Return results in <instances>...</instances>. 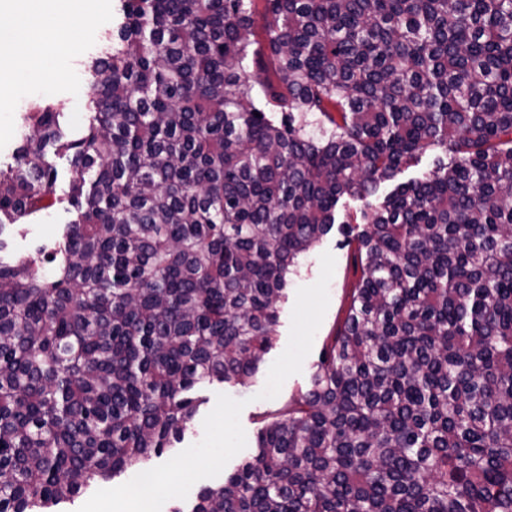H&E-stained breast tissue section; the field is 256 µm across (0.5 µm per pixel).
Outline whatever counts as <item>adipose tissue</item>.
Wrapping results in <instances>:
<instances>
[{"label": "adipose tissue", "instance_id": "ef3b65f1", "mask_svg": "<svg viewBox=\"0 0 512 512\" xmlns=\"http://www.w3.org/2000/svg\"><path fill=\"white\" fill-rule=\"evenodd\" d=\"M58 0H0V15L31 14L38 23L37 35L26 40L0 30V103L8 104L19 88L16 62L19 54H26L33 64L32 72L38 78L55 73V66L45 59L42 49L50 45L51 34L57 26L56 4Z\"/></svg>", "mask_w": 512, "mask_h": 512}]
</instances>
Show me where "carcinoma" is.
I'll use <instances>...</instances> for the list:
<instances>
[{
  "mask_svg": "<svg viewBox=\"0 0 512 512\" xmlns=\"http://www.w3.org/2000/svg\"><path fill=\"white\" fill-rule=\"evenodd\" d=\"M116 2L81 134L44 103L0 170V235L56 203L53 155L72 214L0 259V512H56L247 385L291 267L384 184L306 387L171 512H512V0H263V51L255 0Z\"/></svg>",
  "mask_w": 512,
  "mask_h": 512,
  "instance_id": "cac0c4a2",
  "label": "carcinoma"
}]
</instances>
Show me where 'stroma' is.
Returning a JSON list of instances; mask_svg holds the SVG:
<instances>
[{"label":"stroma","mask_w":512,"mask_h":512,"mask_svg":"<svg viewBox=\"0 0 512 512\" xmlns=\"http://www.w3.org/2000/svg\"><path fill=\"white\" fill-rule=\"evenodd\" d=\"M112 10L113 0H66L64 12L70 20L66 34L67 48L57 57L63 74L43 87L30 77L27 69H20L21 90L8 111L0 112L1 167L12 163L17 146L28 132L23 124V115L36 104L48 101L62 104L67 130L71 135H79L86 123L93 95L84 61L104 43L106 34L112 27ZM54 163L57 168L58 204L36 217L8 226L4 234L0 235L6 242L4 251L0 252V258L9 260L36 256L39 248L53 245L59 239L65 224L70 222L72 215L63 201L69 179V166L66 159L59 157L55 158ZM327 251L334 255L336 265L328 287L329 306L315 334L312 350L304 359L301 372L288 377L275 398H261L260 393L266 385L272 363L288 345L297 291L318 280L321 273L320 257ZM360 275L361 262L356 247L349 244L347 236L340 229H332L312 249L302 254L298 259L295 273L289 276L287 296L281 305L275 341L250 385L242 388L213 384L200 389L199 394L205 400L200 409V418L195 419L182 442L166 449L162 457L153 458V465L157 466L161 461L170 460L177 452L202 439V417L214 408L216 398L221 394L244 401L240 422L246 433L248 445H255L261 414L279 408L304 387L330 336L339 332L350 304L352 290Z\"/></svg>","instance_id":"35a3bbf8"}]
</instances>
